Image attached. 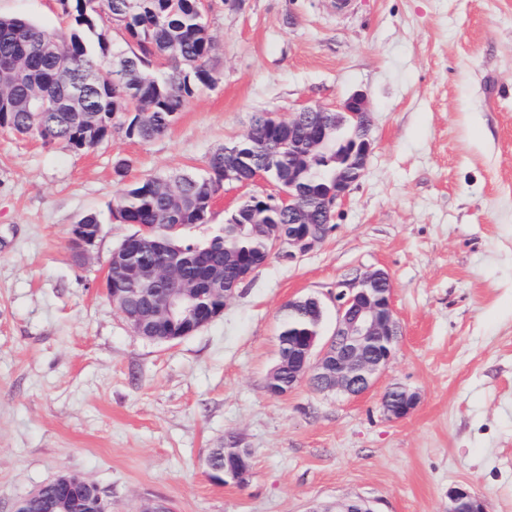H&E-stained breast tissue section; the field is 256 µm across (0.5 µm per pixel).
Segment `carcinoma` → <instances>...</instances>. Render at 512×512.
Returning a JSON list of instances; mask_svg holds the SVG:
<instances>
[{
    "label": "carcinoma",
    "mask_w": 512,
    "mask_h": 512,
    "mask_svg": "<svg viewBox=\"0 0 512 512\" xmlns=\"http://www.w3.org/2000/svg\"><path fill=\"white\" fill-rule=\"evenodd\" d=\"M62 12L76 29L71 33L49 32L20 18L0 17V96L38 104L30 110L0 107V128L15 134L34 136L45 145L62 142L77 151L100 144L86 138L81 122L69 107V94L76 90L84 99V111L102 114V138L112 131L130 136L137 114L145 113L134 139L148 142L166 133L188 101L202 88L215 82L211 65L214 41L207 23L198 14L197 0H59ZM122 26L134 45L122 54L130 66L123 85L108 84L100 72L114 57L106 33L112 24ZM163 59L165 70H150L153 60ZM353 132H330L323 153L332 158L349 142ZM252 163L261 164L263 153H277L279 174H288L291 157L288 133L257 124L255 134L242 142ZM208 174L181 172L169 177H150L126 185L115 198L112 214L122 224H154L162 250L135 249V264L168 265L177 260L183 277L204 279L209 270L224 267V276L233 274V259L261 261L269 244L251 235L249 223L260 214L279 224L288 223V213L270 207L260 196L243 203L219 232L204 245L181 236L182 229L205 224L210 208L201 202L203 180L214 193L224 188V155L213 152ZM336 162H319L302 177L310 195H322L332 186ZM321 326L307 313L285 315L278 333V351L288 355L302 337L317 333Z\"/></svg>",
    "instance_id": "cac0c4a2"
}]
</instances>
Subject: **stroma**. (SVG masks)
Segmentation results:
<instances>
[{"mask_svg":"<svg viewBox=\"0 0 512 512\" xmlns=\"http://www.w3.org/2000/svg\"><path fill=\"white\" fill-rule=\"evenodd\" d=\"M0 15L53 31L58 0H0ZM218 80L161 137L121 133L90 151L0 131V512L62 472L97 482L112 512H307L362 499L373 512H448L464 486L512 512V0H208ZM367 98L374 150L313 250L272 256L181 341L134 335L101 289L134 231L111 215L116 161L128 181L204 173L257 112L291 118ZM261 180L225 185L202 242ZM98 213L83 264L71 224ZM384 270L400 323L368 394L310 383L271 395L266 378L289 302H325L338 281ZM420 395L401 420L385 389ZM249 448L246 484L206 465L227 438Z\"/></svg>","mask_w":512,"mask_h":512,"instance_id":"obj_1","label":"stroma"}]
</instances>
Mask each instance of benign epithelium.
<instances>
[{
    "label": "benign epithelium",
    "instance_id": "benign-epithelium-1",
    "mask_svg": "<svg viewBox=\"0 0 512 512\" xmlns=\"http://www.w3.org/2000/svg\"><path fill=\"white\" fill-rule=\"evenodd\" d=\"M350 124L371 130L372 119L365 98L354 94L346 99L337 112L325 111L310 143L316 144L321 136L334 127ZM373 150L371 137L357 142L353 147L356 160L351 170L341 174L336 186L320 198L315 210H310L303 191L293 175H288V185L273 196L277 207L288 209V226L261 225L270 241L269 253H277L288 259L306 253L320 244L331 229L335 208L349 195L352 187L366 170ZM248 157L233 149H224V181L247 185L267 173L254 171L247 163ZM99 224H74L70 227L68 244L75 256L84 261L100 236ZM155 234L154 226L138 225L137 233L114 249L107 265L105 293L112 305L119 310L132 332L149 342L173 343L189 337L217 317L224 309L205 308L200 304L198 288H207L212 296L222 295L229 300L238 292L235 285L224 282V272H209L205 284L196 281H180L171 267H125L128 278L144 283L154 282L165 276L176 282L175 287L159 300L151 301L152 315L142 317L126 312L134 300L146 296L147 289L123 288L112 281V266L125 263L124 253L134 241H147ZM332 300L336 307V327L325 343L317 336L303 338L300 362L295 373V383L309 381L323 393L338 397H357L370 390L392 360L400 336L396 317L392 286L389 275L381 270H368L352 279L336 284ZM419 402L418 393L399 385L389 387L382 397L386 417L399 420L408 416ZM249 451L234 445L229 452L228 472L236 482L244 484L251 470L243 465ZM60 483V501L68 506L67 512H106L107 506L101 488L90 479L75 474L61 473L55 477ZM310 512H373L362 500L338 501ZM448 512H487L486 504L465 487H456L448 493Z\"/></svg>",
    "mask_w": 512,
    "mask_h": 512
}]
</instances>
